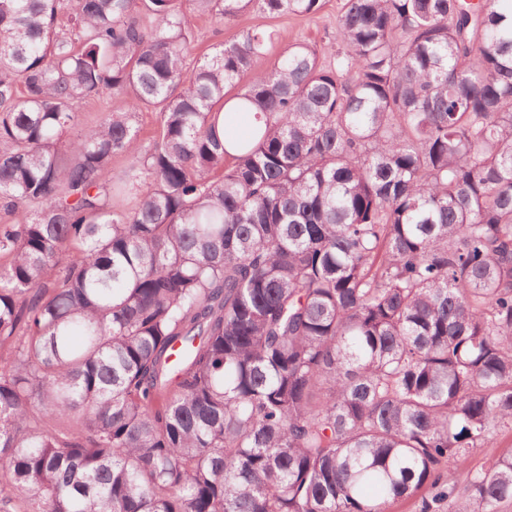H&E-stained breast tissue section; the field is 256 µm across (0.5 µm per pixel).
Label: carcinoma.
Returning a JSON list of instances; mask_svg holds the SVG:
<instances>
[{
  "instance_id": "carcinoma-1",
  "label": "carcinoma",
  "mask_w": 512,
  "mask_h": 512,
  "mask_svg": "<svg viewBox=\"0 0 512 512\" xmlns=\"http://www.w3.org/2000/svg\"><path fill=\"white\" fill-rule=\"evenodd\" d=\"M322 8L0 0V512L512 500L511 453L439 483L512 426V0L191 56L194 15Z\"/></svg>"
}]
</instances>
